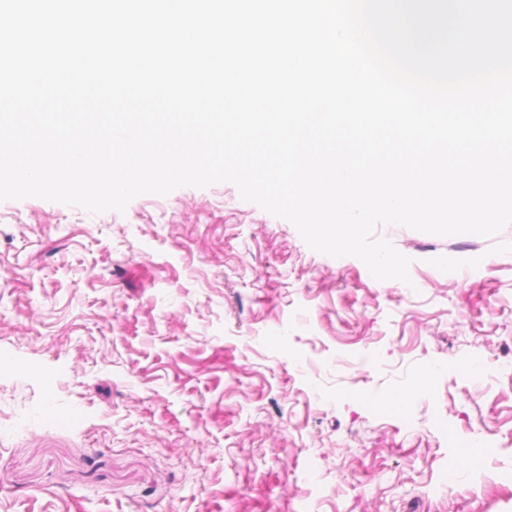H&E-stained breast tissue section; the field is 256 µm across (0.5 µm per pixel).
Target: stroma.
I'll return each instance as SVG.
<instances>
[{
  "mask_svg": "<svg viewBox=\"0 0 512 512\" xmlns=\"http://www.w3.org/2000/svg\"><path fill=\"white\" fill-rule=\"evenodd\" d=\"M377 235L409 282L228 182L0 202V512H512V225Z\"/></svg>",
  "mask_w": 512,
  "mask_h": 512,
  "instance_id": "obj_1",
  "label": "stroma"
}]
</instances>
